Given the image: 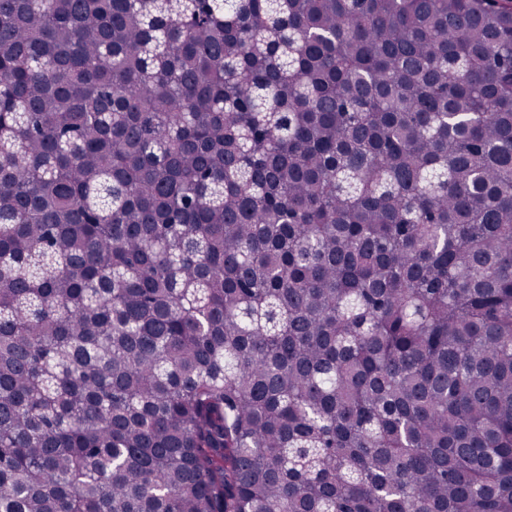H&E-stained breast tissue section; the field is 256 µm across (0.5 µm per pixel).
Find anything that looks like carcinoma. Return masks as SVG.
<instances>
[{"instance_id": "1", "label": "carcinoma", "mask_w": 512, "mask_h": 512, "mask_svg": "<svg viewBox=\"0 0 512 512\" xmlns=\"http://www.w3.org/2000/svg\"><path fill=\"white\" fill-rule=\"evenodd\" d=\"M0 512H512V0H0Z\"/></svg>"}]
</instances>
